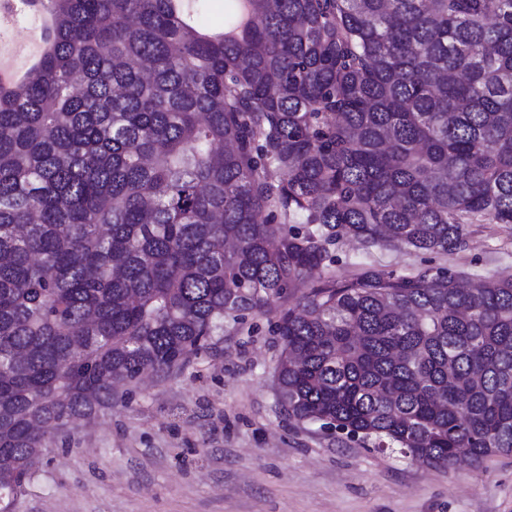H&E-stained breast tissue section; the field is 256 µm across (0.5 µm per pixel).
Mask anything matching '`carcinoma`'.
<instances>
[{
  "instance_id": "obj_1",
  "label": "carcinoma",
  "mask_w": 512,
  "mask_h": 512,
  "mask_svg": "<svg viewBox=\"0 0 512 512\" xmlns=\"http://www.w3.org/2000/svg\"><path fill=\"white\" fill-rule=\"evenodd\" d=\"M44 47L0 85V512L54 435L275 314L280 402L410 461L512 453V0H14ZM391 269L409 272L418 268H464L485 274L508 268L512 272V224H481L469 239L467 249L455 259L443 255L408 252L398 247L373 250ZM333 255L336 257V277L349 276L356 268V265L364 260L363 250L358 244L350 239H344L332 247Z\"/></svg>"
}]
</instances>
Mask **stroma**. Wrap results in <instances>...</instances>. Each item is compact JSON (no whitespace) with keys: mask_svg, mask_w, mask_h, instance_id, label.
Returning <instances> with one entry per match:
<instances>
[{"mask_svg":"<svg viewBox=\"0 0 512 512\" xmlns=\"http://www.w3.org/2000/svg\"><path fill=\"white\" fill-rule=\"evenodd\" d=\"M375 255L403 273L512 270V224L476 227L454 259ZM278 355L269 316L249 314L183 369L117 386L55 437L16 512H512V455L435 468L290 419Z\"/></svg>","mask_w":512,"mask_h":512,"instance_id":"1","label":"stroma"}]
</instances>
